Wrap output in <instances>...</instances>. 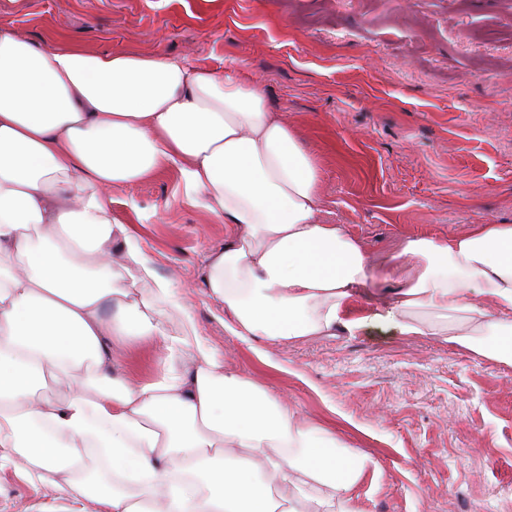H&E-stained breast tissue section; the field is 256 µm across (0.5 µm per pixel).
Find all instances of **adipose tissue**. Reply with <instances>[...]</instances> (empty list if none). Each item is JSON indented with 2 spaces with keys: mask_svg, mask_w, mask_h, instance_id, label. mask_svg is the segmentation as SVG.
<instances>
[{
  "mask_svg": "<svg viewBox=\"0 0 512 512\" xmlns=\"http://www.w3.org/2000/svg\"><path fill=\"white\" fill-rule=\"evenodd\" d=\"M166 166L230 232L203 276L230 335L360 327L370 258L321 222L320 170L260 84L0 27V466L99 512H359L368 456L168 328L194 316L110 207ZM388 268L403 335L512 364V224L406 238ZM114 336L161 339V375L128 386Z\"/></svg>",
  "mask_w": 512,
  "mask_h": 512,
  "instance_id": "adipose-tissue-1",
  "label": "adipose tissue"
}]
</instances>
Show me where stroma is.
<instances>
[{"instance_id":"1","label":"stroma","mask_w":512,"mask_h":512,"mask_svg":"<svg viewBox=\"0 0 512 512\" xmlns=\"http://www.w3.org/2000/svg\"><path fill=\"white\" fill-rule=\"evenodd\" d=\"M0 24L39 47L61 38L260 81L321 169L325 223L375 267L408 237L512 224V0H0ZM111 198L229 369L346 426L372 457L361 512H512V365L402 335L386 315L401 284L383 278L351 301L355 332L239 341L201 286L224 226L186 201L180 171ZM157 354L112 340L133 385L157 374ZM23 466L0 468V512H59Z\"/></svg>"}]
</instances>
